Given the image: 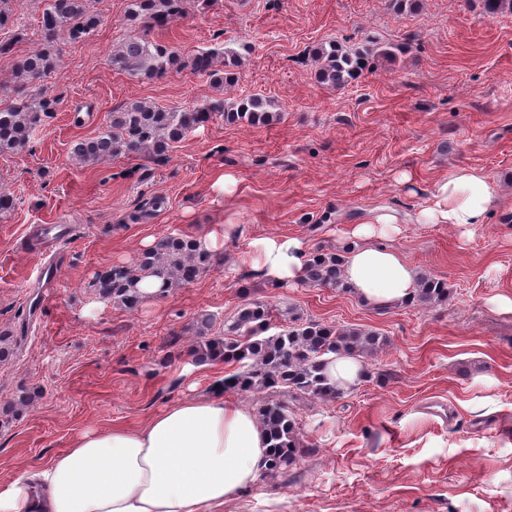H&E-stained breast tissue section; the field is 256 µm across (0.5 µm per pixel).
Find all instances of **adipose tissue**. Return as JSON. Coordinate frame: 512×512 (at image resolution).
Wrapping results in <instances>:
<instances>
[{
	"instance_id": "adipose-tissue-1",
	"label": "adipose tissue",
	"mask_w": 512,
	"mask_h": 512,
	"mask_svg": "<svg viewBox=\"0 0 512 512\" xmlns=\"http://www.w3.org/2000/svg\"><path fill=\"white\" fill-rule=\"evenodd\" d=\"M512 210V196L484 173L455 168L434 187L421 224L460 229ZM395 216L356 224L344 274L367 305L410 304L419 274L381 244L398 234ZM255 266L268 282L298 283L307 259L296 236L261 239ZM269 465L265 435L253 409L223 394L178 401L137 428L87 431L36 470L0 486V512H222L226 501L255 486Z\"/></svg>"
}]
</instances>
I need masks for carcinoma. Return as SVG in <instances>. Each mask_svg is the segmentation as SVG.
<instances>
[{
	"label": "carcinoma",
	"instance_id": "1",
	"mask_svg": "<svg viewBox=\"0 0 512 512\" xmlns=\"http://www.w3.org/2000/svg\"><path fill=\"white\" fill-rule=\"evenodd\" d=\"M42 12L41 46L33 49L18 64L12 82L14 101L0 108V153L29 145L42 117L53 111L55 101L48 98L38 83L59 69L56 44L88 36L101 22L94 8L97 0H46ZM188 0H131L130 21L134 33L110 55L112 68L137 78H157L181 63L169 47L147 38V30L185 14ZM247 46L236 50L222 44L197 53L193 69L212 78L218 85L235 83L233 68L242 66ZM393 55L389 47L347 48L334 41L322 42L313 50L316 77L330 87L344 88L357 79L370 56ZM214 116L235 123L270 124L281 120L282 112L266 98L250 96L226 102L222 98L193 110L165 109L147 102L128 103L110 113L102 130L92 139L80 140L72 147V157L82 164L97 163L119 155H148L162 160L172 144ZM217 262V255L203 249L197 238L183 234L165 235L141 252L136 266L114 264L96 274L92 281L99 296L128 309L143 303L140 284L147 278L161 282L159 296L195 282ZM344 255L317 249L305 263L302 282L312 287L351 292L343 276ZM451 288L442 279L423 274L413 302L420 306L448 301ZM276 314L262 302L244 303L224 322V330L212 331L213 318L200 319V341L192 356L198 364L233 363L236 368L224 376L219 392L263 395L255 408L262 424L270 463L265 475L288 474L305 454L301 422L291 413L283 398L334 401L347 390L326 373L332 354L345 353L366 359L384 344L379 333L359 327L326 325L316 320L295 317L292 324L267 334Z\"/></svg>",
	"mask_w": 512,
	"mask_h": 512
}]
</instances>
